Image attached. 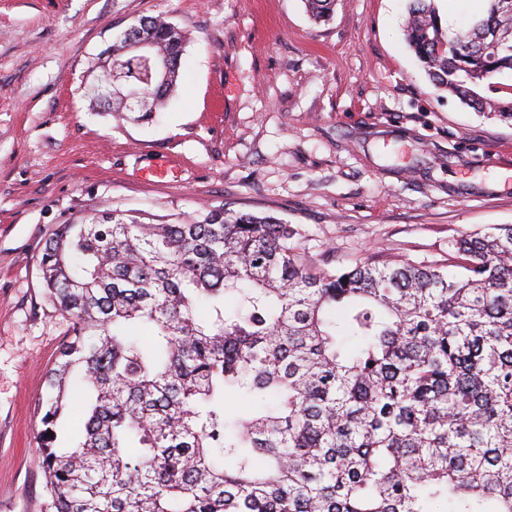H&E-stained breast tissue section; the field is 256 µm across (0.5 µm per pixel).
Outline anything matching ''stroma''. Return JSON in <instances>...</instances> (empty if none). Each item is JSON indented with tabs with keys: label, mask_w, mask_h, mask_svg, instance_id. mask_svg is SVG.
<instances>
[{
	"label": "stroma",
	"mask_w": 512,
	"mask_h": 512,
	"mask_svg": "<svg viewBox=\"0 0 512 512\" xmlns=\"http://www.w3.org/2000/svg\"><path fill=\"white\" fill-rule=\"evenodd\" d=\"M408 0H0V512H46L35 435L71 325L38 259L63 224L206 208L299 226L306 260L446 262L512 224V122L438 91L404 39ZM191 37L152 121L103 116L93 59L134 19Z\"/></svg>",
	"instance_id": "obj_1"
}]
</instances>
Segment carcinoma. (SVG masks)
Segmentation results:
<instances>
[{"label":"carcinoma","instance_id":"1","mask_svg":"<svg viewBox=\"0 0 512 512\" xmlns=\"http://www.w3.org/2000/svg\"><path fill=\"white\" fill-rule=\"evenodd\" d=\"M448 33L409 0L433 84L478 110L512 72V0ZM113 75L140 120L174 92L188 35L141 17ZM299 228L209 209L185 224L113 210L64 224L39 260L72 322L38 433L51 512H512V224L454 240L448 264L314 269ZM463 269L448 275L447 266ZM84 414L56 446L69 396ZM129 45L130 49L134 50L146 64L147 75L144 82L152 85L160 81L166 68L165 60L156 56L147 42L129 41ZM481 94L488 99L510 100L512 98V76L510 72L496 76L481 90Z\"/></svg>","mask_w":512,"mask_h":512}]
</instances>
